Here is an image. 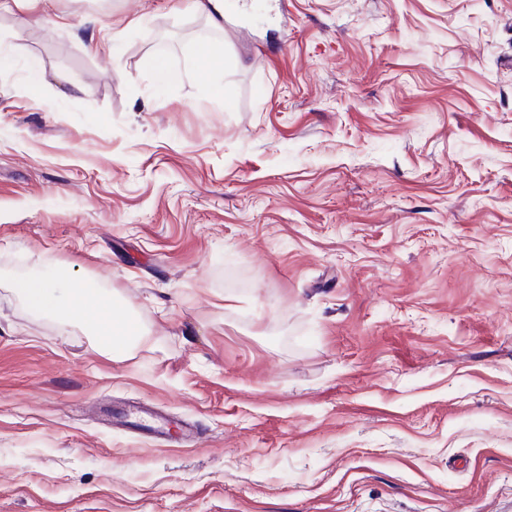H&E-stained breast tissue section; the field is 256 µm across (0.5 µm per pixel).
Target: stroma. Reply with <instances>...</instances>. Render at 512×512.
<instances>
[{"label": "stroma", "instance_id": "1", "mask_svg": "<svg viewBox=\"0 0 512 512\" xmlns=\"http://www.w3.org/2000/svg\"><path fill=\"white\" fill-rule=\"evenodd\" d=\"M224 21L0 15V512H512V0ZM58 269L148 343L112 356L12 288ZM129 404L197 435L113 429Z\"/></svg>", "mask_w": 512, "mask_h": 512}]
</instances>
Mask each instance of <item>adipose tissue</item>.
I'll list each match as a JSON object with an SVG mask.
<instances>
[{"label": "adipose tissue", "instance_id": "adipose-tissue-1", "mask_svg": "<svg viewBox=\"0 0 512 512\" xmlns=\"http://www.w3.org/2000/svg\"><path fill=\"white\" fill-rule=\"evenodd\" d=\"M58 282L53 276L32 277L19 283L18 288L34 311L47 315L80 319L91 328L102 350H120L147 339L143 331L129 316L117 315V301L113 296L101 294L90 281L72 283L68 297L57 294Z\"/></svg>", "mask_w": 512, "mask_h": 512}]
</instances>
